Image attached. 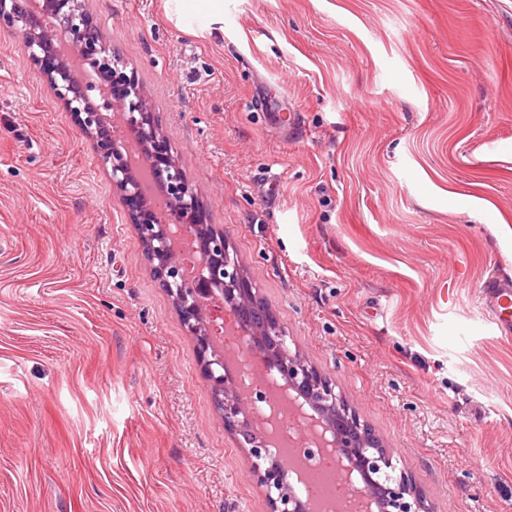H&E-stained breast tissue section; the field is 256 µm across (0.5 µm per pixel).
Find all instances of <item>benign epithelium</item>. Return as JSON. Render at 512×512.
Instances as JSON below:
<instances>
[{
  "mask_svg": "<svg viewBox=\"0 0 512 512\" xmlns=\"http://www.w3.org/2000/svg\"><path fill=\"white\" fill-rule=\"evenodd\" d=\"M29 0H0V26L17 29L24 37L29 56L42 69L56 97L80 116L85 133L94 138L101 162L111 167L112 186L129 207L135 224L152 257L154 271L172 296L185 326L197 336L216 406L224 430L247 449L257 481L263 488L268 512H317L311 495L299 494L287 481L296 470L292 463L269 453V438L253 425L255 405L238 389L240 370L230 369L229 360L249 364L260 358L263 378L273 375L308 403L315 414L295 411L308 432V442L323 455L347 461L361 475L363 485L355 488L360 499L377 506L378 512H427L425 501L410 475L393 462L394 452L361 423L360 418L336 394L329 381L309 367L288 348V336L270 315L260 314L252 305L255 294L230 251L224 235L207 229L200 207L184 182L179 166L170 159L168 147L153 116L146 109L142 89L129 76L116 53L106 49L90 24L81 0H43L44 12L54 27L72 34V47L82 65L105 83L108 106L120 112L142 145L141 168L150 180L164 189L171 215L180 234L192 242L194 267L189 266L176 244L170 225L160 223L156 210L140 205L142 182L127 163L123 145L112 139L98 108L90 101L91 86L77 80L61 57L51 29L37 22L28 10ZM219 295L232 315L235 337L241 350L228 353L209 331L206 298Z\"/></svg>",
  "mask_w": 512,
  "mask_h": 512,
  "instance_id": "7a95c632",
  "label": "benign epithelium"
}]
</instances>
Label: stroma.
<instances>
[{
  "instance_id": "stroma-1",
  "label": "stroma",
  "mask_w": 512,
  "mask_h": 512,
  "mask_svg": "<svg viewBox=\"0 0 512 512\" xmlns=\"http://www.w3.org/2000/svg\"><path fill=\"white\" fill-rule=\"evenodd\" d=\"M82 5L289 349L429 512H512V337L479 293L512 277V0ZM0 512H267L109 168L7 27Z\"/></svg>"
}]
</instances>
